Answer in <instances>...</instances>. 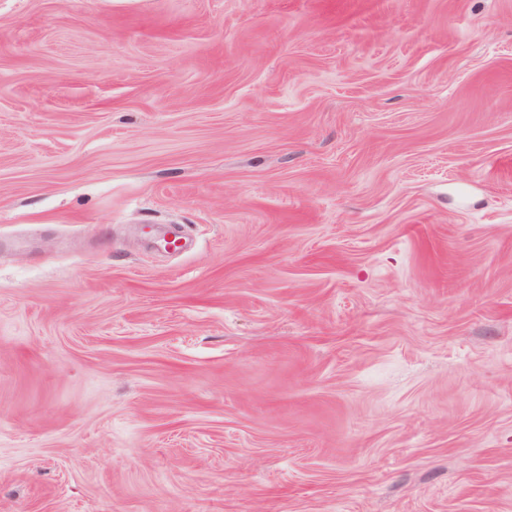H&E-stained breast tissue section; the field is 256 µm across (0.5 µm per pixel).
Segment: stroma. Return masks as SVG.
<instances>
[{"mask_svg": "<svg viewBox=\"0 0 512 512\" xmlns=\"http://www.w3.org/2000/svg\"><path fill=\"white\" fill-rule=\"evenodd\" d=\"M0 512H512V0H0Z\"/></svg>", "mask_w": 512, "mask_h": 512, "instance_id": "35a3bbf8", "label": "stroma"}]
</instances>
